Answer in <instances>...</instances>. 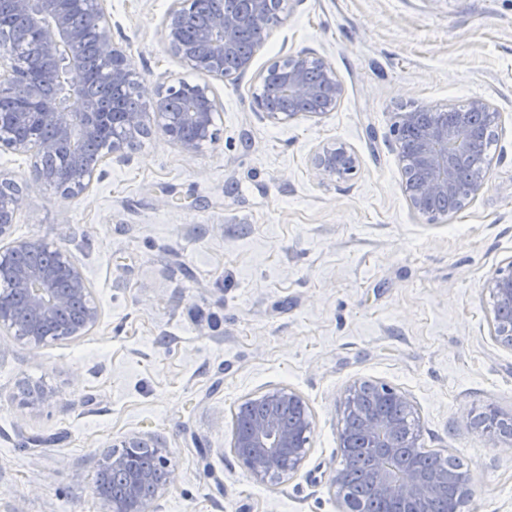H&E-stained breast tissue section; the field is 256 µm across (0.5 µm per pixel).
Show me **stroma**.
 <instances>
[{
    "label": "stroma",
    "instance_id": "35a3bbf8",
    "mask_svg": "<svg viewBox=\"0 0 512 512\" xmlns=\"http://www.w3.org/2000/svg\"><path fill=\"white\" fill-rule=\"evenodd\" d=\"M174 0H107L112 39L145 96L164 73L188 82L166 46ZM310 51L345 93L335 111L270 121L257 75ZM218 140L187 154L159 131L63 199L0 148L23 205L14 240L68 250L100 309L86 336L0 346V512H102L92 488L108 446L159 439L178 479L149 512H342L339 406L382 383L411 401L423 447L460 458L466 512H512V439L478 421L512 418V349L492 336L484 284L512 261V0H284L245 74L212 83ZM500 112L479 195L430 223L403 193L398 113ZM329 142L358 159L321 182ZM49 391L21 415V381ZM295 390L312 417L299 470L256 482L231 451L246 399Z\"/></svg>",
    "mask_w": 512,
    "mask_h": 512
}]
</instances>
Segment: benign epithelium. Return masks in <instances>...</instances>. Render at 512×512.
<instances>
[{"mask_svg":"<svg viewBox=\"0 0 512 512\" xmlns=\"http://www.w3.org/2000/svg\"><path fill=\"white\" fill-rule=\"evenodd\" d=\"M70 2L11 0L22 25L0 31V100L11 98L17 83L24 81L38 122L48 131L44 137L1 134L0 148L33 154V178L65 198L84 195L107 159L124 157L132 136L158 129L187 154L216 143L219 105L210 80L250 70L261 45L243 49L238 32L249 22L268 27L276 24L282 5V0H244L247 10L241 12L236 6L239 0H224L221 10L213 12L207 25L189 38L186 18L210 0H175L165 21L168 49L205 80L194 85L162 82L153 97L145 101L126 49L112 40L106 0H77L84 25L97 32L95 55L106 84L136 97L132 110L111 115L112 125L121 133L107 134L103 130L106 113L100 102L84 94L86 47L83 31L71 17ZM33 32L41 34V66L35 69L26 67L27 57L19 52V48L28 46ZM273 74L282 80L288 97L316 102L315 109L305 113L310 118L334 111L344 94L334 68L314 53L289 54L273 61L259 74L260 83L266 84ZM254 100L256 110L273 122L297 116L295 112L269 107L261 93L255 94ZM476 113L486 114L493 126L500 118V113L492 111L487 102L477 99L467 109H452L438 120L434 119V112L420 108L399 113L395 122L397 130L420 129L415 149L426 176L418 183L405 184L404 192L411 209L430 223L439 219L430 210L431 199L451 196L471 200L488 179L486 170L466 184L459 183L455 176L476 137L472 125ZM59 154L67 158L65 167L47 163ZM342 160L348 173L357 170L356 156L345 145L331 143L314 151L311 164L319 179L330 180L343 175ZM21 207L22 198L18 195L12 196L8 206L0 207V239L8 234ZM33 252L44 253L49 259H33L17 267L10 281L0 286V330L14 341L33 346L85 336L96 326L99 308L81 269L66 249L39 240H15L0 247V265ZM484 288L494 299L493 337L501 346L512 349V261L496 269ZM364 392V384H355L342 403V461L331 486L343 512H359L348 491L347 463L355 453L367 462L371 493L393 503L394 512H438L437 504L449 487L454 496L448 501L447 512H464L473 496L470 473L446 457L435 473L406 463L407 457L420 451L419 429L402 418L360 413ZM377 394L411 413V404L403 393L380 385ZM48 399L47 391L35 388L18 398V405L30 414ZM258 401L261 409L248 426L234 430L231 451L255 481L264 483L298 471L306 455L312 418L301 396L289 388H275ZM175 482L176 473L165 457L162 443L134 434L121 441V450L112 452L99 464L93 492L104 512H146L147 503Z\"/></svg>","mask_w":512,"mask_h":512,"instance_id":"7a95c632","label":"benign epithelium"}]
</instances>
